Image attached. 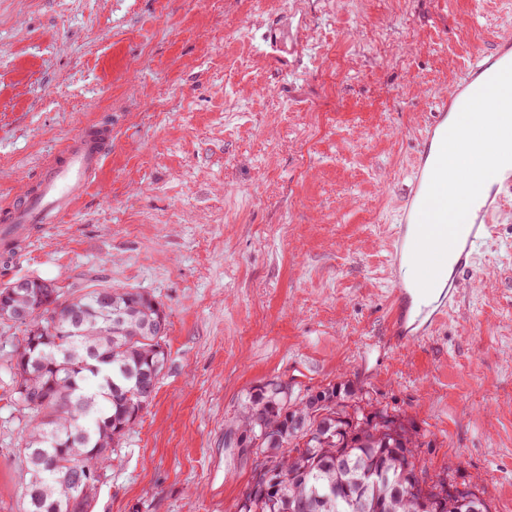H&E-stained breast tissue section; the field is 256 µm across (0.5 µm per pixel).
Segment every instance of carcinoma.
Instances as JSON below:
<instances>
[{"label":"carcinoma","mask_w":512,"mask_h":512,"mask_svg":"<svg viewBox=\"0 0 512 512\" xmlns=\"http://www.w3.org/2000/svg\"><path fill=\"white\" fill-rule=\"evenodd\" d=\"M110 294L111 303L100 300ZM14 346L10 400L24 419L17 448L26 465L22 512H92L112 455L153 401L167 361L168 317L147 293L93 288L51 300ZM321 402V415L309 403ZM239 453L303 480L274 488L252 477L237 512H490L481 492L448 494L450 467L420 483L413 422L328 386L303 396L278 382L250 395L238 417ZM402 495L390 498L394 488Z\"/></svg>","instance_id":"carcinoma-1"}]
</instances>
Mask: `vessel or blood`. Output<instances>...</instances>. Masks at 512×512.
<instances>
[{
    "instance_id": "obj_1",
    "label": "vessel or blood",
    "mask_w": 512,
    "mask_h": 512,
    "mask_svg": "<svg viewBox=\"0 0 512 512\" xmlns=\"http://www.w3.org/2000/svg\"><path fill=\"white\" fill-rule=\"evenodd\" d=\"M512 64V40L500 39L491 58L473 59L448 96L441 98L433 119L421 138L412 171L408 198L400 213L391 249L392 269L412 261V242L416 238L418 215L425 198L441 141L460 113L464 103L499 68ZM112 149V128L95 122L67 141L43 167L32 192L17 198L15 204L0 211V255L17 253L34 232H44L72 212L91 188ZM512 194V166L504 169L498 181L482 191L472 206L473 221L464 225L457 243L441 270L438 288L422 294L414 283L395 280L392 300L391 336L396 343L412 344L427 336L446 315L460 284V277L472 270L477 246L492 230L490 211L505 195Z\"/></svg>"
}]
</instances>
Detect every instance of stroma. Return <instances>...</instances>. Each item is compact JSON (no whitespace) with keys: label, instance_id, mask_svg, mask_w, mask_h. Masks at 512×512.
I'll return each instance as SVG.
<instances>
[{"label":"stroma","instance_id":"35a3bbf8","mask_svg":"<svg viewBox=\"0 0 512 512\" xmlns=\"http://www.w3.org/2000/svg\"><path fill=\"white\" fill-rule=\"evenodd\" d=\"M512 0H0V206L86 124L112 151L0 289L122 287L167 316L156 396L94 512H236L231 420L264 383L367 392L512 512V204L433 332L390 336L389 242L434 104ZM21 326L0 322V512H16Z\"/></svg>","mask_w":512,"mask_h":512}]
</instances>
